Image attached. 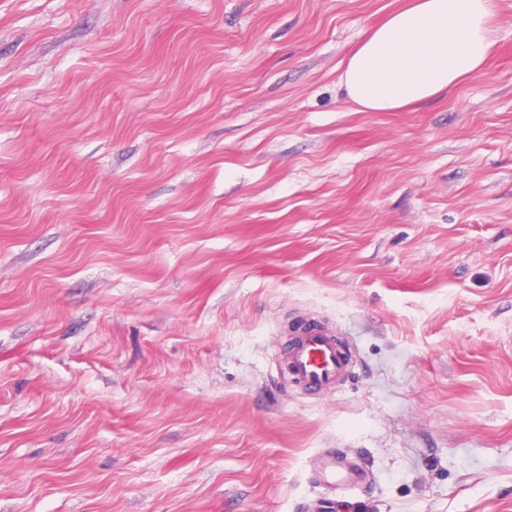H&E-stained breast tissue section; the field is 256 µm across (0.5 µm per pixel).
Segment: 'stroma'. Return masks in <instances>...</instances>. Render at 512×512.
<instances>
[{
    "label": "stroma",
    "mask_w": 512,
    "mask_h": 512,
    "mask_svg": "<svg viewBox=\"0 0 512 512\" xmlns=\"http://www.w3.org/2000/svg\"><path fill=\"white\" fill-rule=\"evenodd\" d=\"M401 3L0 0V512H512V0L357 111ZM497 0H409L349 54L340 74L361 112H396L482 71ZM338 333L306 324L287 343L284 356L286 379L307 392L336 389L354 366L349 349ZM361 474L358 469L352 465L339 460L336 457L329 456L325 467L326 482L332 485L353 486L358 483Z\"/></svg>",
    "instance_id": "obj_1"
}]
</instances>
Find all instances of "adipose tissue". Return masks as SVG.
I'll return each mask as SVG.
<instances>
[{
  "mask_svg": "<svg viewBox=\"0 0 512 512\" xmlns=\"http://www.w3.org/2000/svg\"><path fill=\"white\" fill-rule=\"evenodd\" d=\"M498 0H408L350 53L340 75L361 112H395L482 71Z\"/></svg>",
  "mask_w": 512,
  "mask_h": 512,
  "instance_id": "obj_1",
  "label": "adipose tissue"
}]
</instances>
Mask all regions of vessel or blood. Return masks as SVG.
<instances>
[{
    "label": "vessel or blood",
    "mask_w": 512,
    "mask_h": 512,
    "mask_svg": "<svg viewBox=\"0 0 512 512\" xmlns=\"http://www.w3.org/2000/svg\"><path fill=\"white\" fill-rule=\"evenodd\" d=\"M353 360L336 331L314 324L298 328L286 346L284 373L294 386L317 393L336 389L350 375ZM325 479L332 485L358 483L357 468L335 457H328Z\"/></svg>",
    "instance_id": "1"
}]
</instances>
